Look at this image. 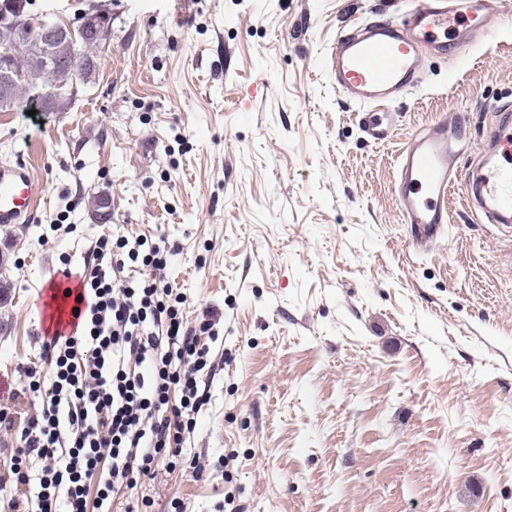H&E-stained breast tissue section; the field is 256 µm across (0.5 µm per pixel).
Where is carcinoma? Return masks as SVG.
<instances>
[{
  "label": "carcinoma",
  "mask_w": 512,
  "mask_h": 512,
  "mask_svg": "<svg viewBox=\"0 0 512 512\" xmlns=\"http://www.w3.org/2000/svg\"><path fill=\"white\" fill-rule=\"evenodd\" d=\"M39 41L51 50V55L47 56L42 52L37 46ZM96 46L97 40L93 37V32L90 30L85 32L83 52L84 77L87 84L92 82L95 75L96 62L92 50ZM10 66L23 76L22 81L14 88V101H19L20 96L26 94L29 101L38 102L48 111L64 109L67 99H57L48 103L31 95V92L49 90L60 83L69 81L72 66V47L68 36L58 35L50 40L44 33L34 32L31 37L14 43Z\"/></svg>",
  "instance_id": "carcinoma-1"
}]
</instances>
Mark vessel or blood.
<instances>
[{
    "mask_svg": "<svg viewBox=\"0 0 512 512\" xmlns=\"http://www.w3.org/2000/svg\"><path fill=\"white\" fill-rule=\"evenodd\" d=\"M498 0H413L395 19L361 23L342 31L330 54V70L338 89L364 114L365 133L377 143L394 135L391 123L376 117L375 108L416 88L423 49L459 55L474 33L488 29ZM465 152V142L447 124L418 134L399 155L395 196L414 241L434 244L448 230V195L462 186L469 204L488 224L512 226V112L501 109L489 134V149L474 172L456 180L452 171ZM38 201L35 178L26 163L0 169V224H17L31 216ZM65 281L45 280L36 316L44 328L66 322L62 301Z\"/></svg>",
    "mask_w": 512,
    "mask_h": 512,
    "instance_id": "vessel-or-blood-1",
    "label": "vessel or blood"
}]
</instances>
